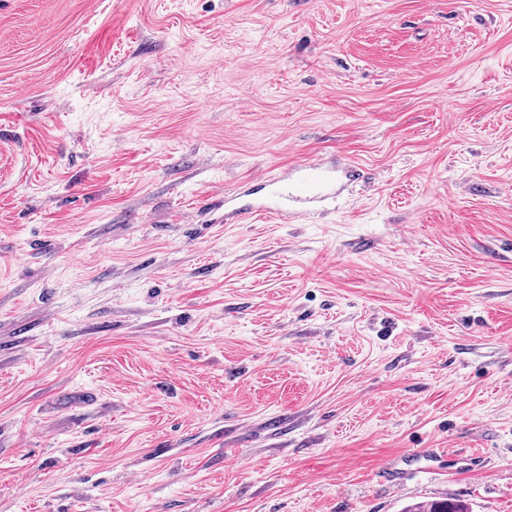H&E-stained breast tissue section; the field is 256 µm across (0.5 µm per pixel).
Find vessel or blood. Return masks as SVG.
<instances>
[{
    "label": "vessel or blood",
    "mask_w": 512,
    "mask_h": 512,
    "mask_svg": "<svg viewBox=\"0 0 512 512\" xmlns=\"http://www.w3.org/2000/svg\"><path fill=\"white\" fill-rule=\"evenodd\" d=\"M358 174L351 161L333 166L325 158H310L294 165L290 174L255 177L225 194L224 218L239 223L266 215L287 222L300 214L302 205L327 201L337 184L350 182Z\"/></svg>",
    "instance_id": "1"
}]
</instances>
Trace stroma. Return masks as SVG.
Listing matches in <instances>:
<instances>
[{
	"mask_svg": "<svg viewBox=\"0 0 512 512\" xmlns=\"http://www.w3.org/2000/svg\"><path fill=\"white\" fill-rule=\"evenodd\" d=\"M447 497L512 512V0H0V512ZM359 171L349 160L334 167L325 158L314 157L294 165L290 177L287 172L251 178L237 191L224 193V208L228 209L224 212V220L239 223L253 219L255 215H266L288 223L300 214V205L327 201L334 194V186L354 180L360 176ZM254 190L264 192L256 203H235ZM229 204H232L230 209Z\"/></svg>",
	"mask_w": 512,
	"mask_h": 512,
	"instance_id": "stroma-1",
	"label": "stroma"
}]
</instances>
